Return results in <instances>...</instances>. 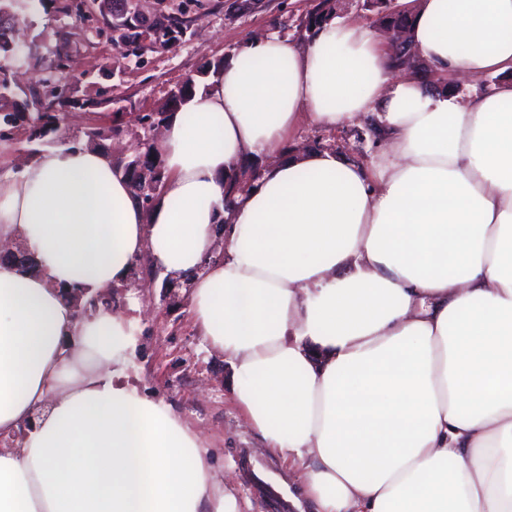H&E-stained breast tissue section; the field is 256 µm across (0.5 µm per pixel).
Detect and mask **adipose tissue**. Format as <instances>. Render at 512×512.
<instances>
[{
  "instance_id": "obj_1",
  "label": "adipose tissue",
  "mask_w": 512,
  "mask_h": 512,
  "mask_svg": "<svg viewBox=\"0 0 512 512\" xmlns=\"http://www.w3.org/2000/svg\"><path fill=\"white\" fill-rule=\"evenodd\" d=\"M418 54L462 96L393 78L385 44L329 19L244 42L155 143L144 213L112 156L67 144L0 176V512H240L206 451L127 374L125 319L61 294L124 285L149 252L189 276L265 448L317 512H512V0H418ZM370 119L372 166L284 153L303 120ZM276 156L253 188L244 160ZM503 79V74H487L480 78H456L454 83L445 79L444 83L448 86V89L458 92H468L474 90H477L478 92H489L493 90V88L496 87Z\"/></svg>"
}]
</instances>
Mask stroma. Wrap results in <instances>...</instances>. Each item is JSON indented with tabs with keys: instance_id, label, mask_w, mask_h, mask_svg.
Wrapping results in <instances>:
<instances>
[{
	"instance_id": "35a3bbf8",
	"label": "stroma",
	"mask_w": 512,
	"mask_h": 512,
	"mask_svg": "<svg viewBox=\"0 0 512 512\" xmlns=\"http://www.w3.org/2000/svg\"><path fill=\"white\" fill-rule=\"evenodd\" d=\"M66 0H46L24 17L20 39L40 47V71H49L59 50L71 56L70 81L78 95L100 100V107L70 108L60 139L84 143L93 124L109 125L114 109H122L128 133L114 143V154L130 153L145 131L144 114L156 111L171 89L194 74L204 61L234 53L246 40L270 31L306 39L311 0H258L246 14L228 11L229 0H164L165 11H186L198 33L170 50L146 52L141 62L116 67L119 56L111 29L97 21L99 0H86L82 18L62 14ZM294 146L319 145L352 155L368 164L376 140L363 122L336 129L305 121L289 136ZM160 284L118 288L113 311L128 320L134 351L129 374L149 398L164 403L195 432L207 451L214 482L228 485L241 512H266L277 491L287 492L293 512H317L302 490L297 466L263 448L243 410L226 388L229 367L203 340L192 313V297L180 292L176 305L162 299Z\"/></svg>"
}]
</instances>
